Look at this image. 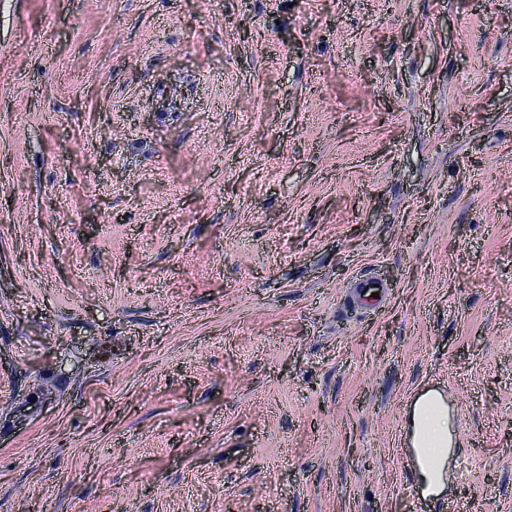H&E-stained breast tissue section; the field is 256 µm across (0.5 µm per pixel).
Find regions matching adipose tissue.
<instances>
[{"mask_svg": "<svg viewBox=\"0 0 512 512\" xmlns=\"http://www.w3.org/2000/svg\"><path fill=\"white\" fill-rule=\"evenodd\" d=\"M408 444L427 449L432 459L430 466L419 470L423 494L442 495L445 490L442 464L452 446L448 407L443 395L428 391L415 400L410 411Z\"/></svg>", "mask_w": 512, "mask_h": 512, "instance_id": "obj_1", "label": "adipose tissue"}]
</instances>
